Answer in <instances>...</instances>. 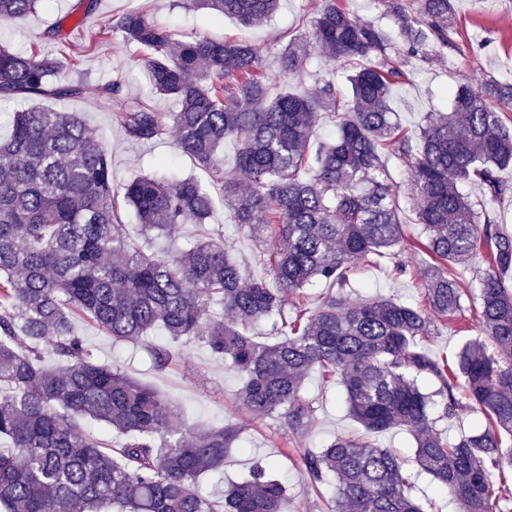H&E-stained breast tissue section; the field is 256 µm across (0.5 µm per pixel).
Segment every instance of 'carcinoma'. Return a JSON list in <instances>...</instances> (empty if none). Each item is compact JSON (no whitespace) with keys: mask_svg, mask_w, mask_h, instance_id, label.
Listing matches in <instances>:
<instances>
[{"mask_svg":"<svg viewBox=\"0 0 512 512\" xmlns=\"http://www.w3.org/2000/svg\"><path fill=\"white\" fill-rule=\"evenodd\" d=\"M45 0H0V20L35 13ZM217 15L260 23L279 0H196ZM404 49L340 5L322 0L305 38L283 45L280 76L297 79L314 45L339 63L351 88L278 89L261 50L245 40L177 41L147 10L108 18L94 38L119 32L141 52L154 92L176 100L158 112L150 99L123 97L120 81L101 88L113 116L135 141L175 130L182 150L221 184L238 227L264 246L266 275L250 276L209 233L179 255L147 253L121 231L120 204L145 233L160 237L202 225L214 209L196 177L136 175L117 190L106 146L76 114L33 107L15 113L0 141V512H287L288 488L269 464L204 496L201 481L224 467L235 423L180 424L155 389L100 361L74 331L84 318L117 342L160 331L196 336L243 377L240 406L274 419L299 444L317 412L304 389L319 372L339 383L364 434L298 449L316 487L330 488L344 512H424L411 495L414 475L391 448L368 435L405 427L415 438L417 474L436 480L457 512H512V292L499 273L512 268V234L493 224L464 186L478 182L496 200L509 192L498 172L512 165V83H459L452 110L432 112L415 134L390 107L405 68L448 44L451 0H385ZM58 58L0 46V99L77 98L82 82L54 81ZM336 127L312 140L320 113ZM238 145L235 174L224 172V141ZM408 170V201L390 182L383 153ZM422 226L412 244L431 259L427 305L348 299L360 261L406 250L404 216ZM484 254L487 269L472 302L479 337L453 361L432 357L433 328L463 310L455 269ZM339 288L315 307L305 289ZM291 305L292 316L283 315ZM273 320L263 343L253 324ZM470 408L483 430L450 441L435 430ZM90 421L115 431L104 448Z\"/></svg>","mask_w":512,"mask_h":512,"instance_id":"1","label":"carcinoma"}]
</instances>
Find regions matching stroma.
Here are the masks:
<instances>
[{"label": "stroma", "instance_id": "obj_1", "mask_svg": "<svg viewBox=\"0 0 512 512\" xmlns=\"http://www.w3.org/2000/svg\"><path fill=\"white\" fill-rule=\"evenodd\" d=\"M320 4L321 0H281L279 10L267 22L246 27L233 18L223 19L185 6L182 0H98L89 13L84 12L79 0H47L35 14L0 22V44L54 51L55 45L45 33L58 20H65L74 53L71 65L62 70L61 76L68 81H82L85 93L78 98H45L40 100V107L78 113L111 153L114 183H123L139 174L193 176L204 181L207 173L182 152L175 132H168L154 143H138L116 124L99 89L119 77L123 80V93L147 94L148 80L139 63L141 52L118 33L87 49L83 46L86 34L97 29L104 18L140 6L168 26L179 41L209 37L243 39L256 44L266 72L275 74L279 71L283 36L303 34V20L311 19ZM452 4L454 25L448 33V46L435 47L431 61L411 70L408 80L393 89L390 105L408 130H417L426 113L450 109L456 81H512V0H452ZM120 218L123 233L152 252L178 253L200 232L198 225L185 224L173 236L150 237L144 234L130 210L121 209ZM207 225L222 227L224 245L242 269L262 274L259 246L233 224L224 204H216ZM399 260L419 266L424 257L405 251L397 259L378 264L360 262L350 279L349 296L356 299L380 295L422 304L423 278L417 274H396L394 265ZM475 322L473 310L464 309L457 322L438 328L428 343L429 349L438 356L454 355L468 337L477 336ZM74 328L101 360L121 367L130 377L159 391L183 422L213 428L230 422L242 426L239 441L224 461V482L239 480L256 462H269L287 482L288 512H333L326 490L311 486L288 431L272 419L253 420L236 404L235 395L242 385L239 374L195 337H183L176 345L177 355L172 364L156 371L148 349L165 345V338L154 334L143 341L116 343L87 321L77 320ZM305 388L318 400L309 437L311 447L319 448L334 437L358 432L359 426L348 412L340 385L324 383L313 373L306 378Z\"/></svg>", "mask_w": 512, "mask_h": 512}]
</instances>
